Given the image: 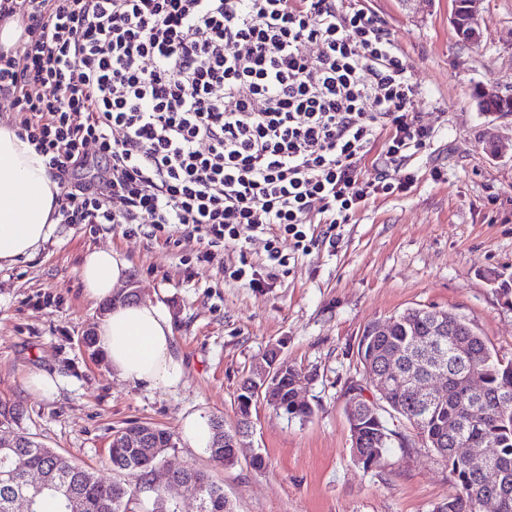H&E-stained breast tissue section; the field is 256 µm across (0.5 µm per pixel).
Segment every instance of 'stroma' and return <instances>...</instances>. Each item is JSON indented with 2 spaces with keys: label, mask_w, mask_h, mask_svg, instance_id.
I'll list each match as a JSON object with an SVG mask.
<instances>
[{
  "label": "stroma",
  "mask_w": 512,
  "mask_h": 512,
  "mask_svg": "<svg viewBox=\"0 0 512 512\" xmlns=\"http://www.w3.org/2000/svg\"><path fill=\"white\" fill-rule=\"evenodd\" d=\"M366 5L424 87L416 109L435 130L410 164L411 190L369 199L332 229L335 251L313 250L260 288L223 273L255 262L259 241L203 266L193 263L189 239L174 247L122 224L56 225L32 258L0 268V401L20 404L24 432L110 481L116 431L133 421L167 429L179 437L169 465L207 469L234 512H438L447 502L455 491L447 465L402 417L387 419L393 446L378 466L353 460L344 393L363 374L364 329L408 308L466 318L493 354L512 360V304L490 281L495 274L512 283V112L477 106L490 88L512 96V0H482L485 34L475 44L453 30V0ZM492 142L501 148L494 157ZM98 248L128 262L137 301L169 315L183 369L175 388L125 382L86 350L84 336L109 308L87 297L80 276L84 256ZM273 347L308 375L302 394L312 415L290 418L257 401L236 463H212L206 449L181 439L183 420L220 417L235 431L239 384ZM37 371L57 378L52 397L28 388Z\"/></svg>",
  "instance_id": "1"
}]
</instances>
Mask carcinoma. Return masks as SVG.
Segmentation results:
<instances>
[{"mask_svg": "<svg viewBox=\"0 0 512 512\" xmlns=\"http://www.w3.org/2000/svg\"><path fill=\"white\" fill-rule=\"evenodd\" d=\"M425 309H407L394 317L393 325L387 332H377L379 324L369 325L358 344L360 361L369 357L371 349L383 353V357H393L404 342L416 341L415 349L405 361L415 366L423 352L432 348L438 341L445 345L457 347L462 360L479 369L483 375V402L478 409L471 408L463 396L465 389L463 373L452 374L448 382V398L439 402L432 410L423 412L414 394L397 390L389 397L391 410L406 418L418 417V430L426 440L436 437L443 445L434 451L447 463L453 475L457 491L448 498L442 512H483L482 503L486 488L478 475L470 468L464 455L453 451L448 444V437L457 425H464V436L470 448H483L493 441L503 449L504 456L512 465V405L502 406L498 397L504 393L512 394V362H503L496 357L485 340L466 322L460 320L449 328L443 337L436 336L433 323ZM291 382L282 385L278 399L268 403L277 411L291 417L308 418L313 408L308 403H296L290 389ZM254 381L251 375L243 377L236 397L237 412L243 413V407L254 402ZM22 418V410L16 404L0 402V426H16ZM359 424L362 428L363 443L352 449V454L359 457L363 468L377 466L390 447V436L380 410L364 416ZM212 431L207 452L212 461L222 465H232L235 457L231 449L220 444L229 441L236 434L224 430V420L215 417L210 420ZM141 425L131 423L118 430L112 440L110 458L112 466L123 478L112 482H103L91 471L74 463L69 458L44 447L22 434V441L13 448H0V473L9 468L14 469L15 477L11 486H27V476L38 473L43 477L46 488L35 496L34 512H70L67 499L53 485L64 479L71 483L80 498L76 512H134L137 501L146 494L152 500L150 512H177L175 504L169 502L159 492L150 487L151 472L159 459L148 455L143 448L128 447L125 438L128 433L140 430ZM151 447H175L174 434L156 428L151 435ZM174 474L181 478L192 479L199 488L201 512H233L231 504L224 497V488L210 479L203 470L188 466L177 469Z\"/></svg>", "mask_w": 512, "mask_h": 512, "instance_id": "obj_1", "label": "carcinoma"}]
</instances>
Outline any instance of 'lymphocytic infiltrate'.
<instances>
[{
	"label": "lymphocytic infiltrate",
	"mask_w": 512,
	"mask_h": 512,
	"mask_svg": "<svg viewBox=\"0 0 512 512\" xmlns=\"http://www.w3.org/2000/svg\"><path fill=\"white\" fill-rule=\"evenodd\" d=\"M0 17L24 25L0 96L58 181L57 223L180 227L200 264L259 240L260 265L231 272L253 285L286 266L281 240L335 248L308 225L407 193L433 140L362 0H0Z\"/></svg>",
	"instance_id": "1"
}]
</instances>
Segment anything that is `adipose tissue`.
I'll return each instance as SVG.
<instances>
[{
  "instance_id": "ef3b65f1",
  "label": "adipose tissue",
  "mask_w": 512,
  "mask_h": 512,
  "mask_svg": "<svg viewBox=\"0 0 512 512\" xmlns=\"http://www.w3.org/2000/svg\"><path fill=\"white\" fill-rule=\"evenodd\" d=\"M58 193V182L34 145L0 124V265L29 259L49 239ZM126 273V262L113 251L96 249L84 259L81 278L87 296L110 304L97 326L98 344L120 379L173 388L183 371L174 356L169 317L152 303L116 298Z\"/></svg>"
}]
</instances>
